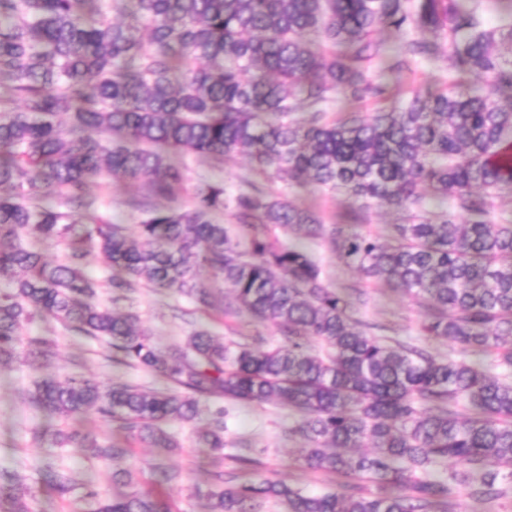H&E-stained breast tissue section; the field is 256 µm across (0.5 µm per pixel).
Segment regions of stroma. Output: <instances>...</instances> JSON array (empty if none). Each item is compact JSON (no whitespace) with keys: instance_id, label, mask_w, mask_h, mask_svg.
<instances>
[{"instance_id":"35a3bbf8","label":"stroma","mask_w":512,"mask_h":512,"mask_svg":"<svg viewBox=\"0 0 512 512\" xmlns=\"http://www.w3.org/2000/svg\"><path fill=\"white\" fill-rule=\"evenodd\" d=\"M183 165L184 189L176 200L180 207L189 204L192 188L198 181H220L233 191L251 174V165L242 155L221 163L187 155ZM272 187L295 205L313 209L327 221L334 219L349 204L340 193L300 188L279 180L273 181ZM304 245L321 262L329 287L341 290L361 283L354 268L339 259L326 241L308 239ZM365 290L368 301L355 310V318L368 324L396 327L399 339L418 340L436 357L458 355V346L447 340L418 335L417 327L424 318L423 309L383 286L369 284ZM99 299L116 311L136 313L141 325L162 346L185 343L194 329L201 326L227 342L270 347L284 341L272 323L254 321L243 312L225 314L217 309L197 312L186 298L175 293L141 288L130 299L115 300L108 289L102 288ZM22 335L26 338L52 337L57 342V349L51 362L41 368L20 360L0 365V469L15 474L22 484L35 489L36 497L30 503L33 512H88L82 499L81 483L89 481L104 492H114L111 470L89 449L60 447L42 438L41 433L51 420L28 403V392L43 376L69 373L83 374L104 386L121 381L162 389L166 383L150 372L111 363L109 352L102 343L72 335L53 319L35 318L24 324ZM220 407L226 411L224 438L229 448L248 449L260 460L263 476L282 480L309 493L339 490L342 478L300 468L296 457L304 441L288 432L295 417L288 409L273 404L225 405L218 399L203 402L202 411L193 422L169 424L168 429L177 437L179 446L168 452L146 447L117 424L94 415L75 420L74 425L93 429L101 439L129 448V462L139 473L141 488L154 487L157 467L178 472L182 491L176 498L177 512H206L204 492L211 485L213 471L221 468L230 472L235 468L233 462L213 455L196 443L197 432L210 422L213 412ZM47 467L56 474L72 477L78 484L77 489L67 497H59L43 480L42 471Z\"/></svg>"}]
</instances>
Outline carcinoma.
<instances>
[{"instance_id":"carcinoma-1","label":"carcinoma","mask_w":512,"mask_h":512,"mask_svg":"<svg viewBox=\"0 0 512 512\" xmlns=\"http://www.w3.org/2000/svg\"><path fill=\"white\" fill-rule=\"evenodd\" d=\"M99 2L0 0V278L11 284L0 291V363L19 355L23 323L49 315L174 389L44 377L30 404L61 421H119L150 448L178 447L165 425L196 419L209 399L280 405L298 415L301 467L356 481L351 493H306L218 472L209 512H260L271 500L283 512H454L463 492L512 498V224L493 215L512 190V0H495L493 25L482 0H112L119 23ZM380 29L395 39L390 56ZM440 61L447 81L416 87L418 66ZM338 99L350 109L336 118ZM365 100L375 112L357 110ZM241 151L256 174L342 192L348 209L327 223L252 180L235 193L203 180L190 206L158 204L182 187L178 158ZM106 180L134 188L136 230L89 194ZM371 204L400 216L386 238L346 230ZM275 228L327 241L365 281L425 310L420 335L492 362L373 334L352 315L366 292L328 287L315 257ZM37 242L65 245V261H45ZM92 248L108 261L105 286L172 291L198 309L213 306L220 276L227 308L278 326L288 345L229 346L199 328L162 349L136 314L97 302ZM311 337L325 354L310 351ZM24 345L37 361L53 355L50 338ZM43 436L94 449L128 488L88 489L93 512H173L179 474L160 470L143 490L128 449L57 427ZM197 443L223 454L224 409ZM445 462L448 476L433 477ZM47 484L61 497L76 487L52 473ZM32 497L0 471L3 512H31Z\"/></svg>"}]
</instances>
